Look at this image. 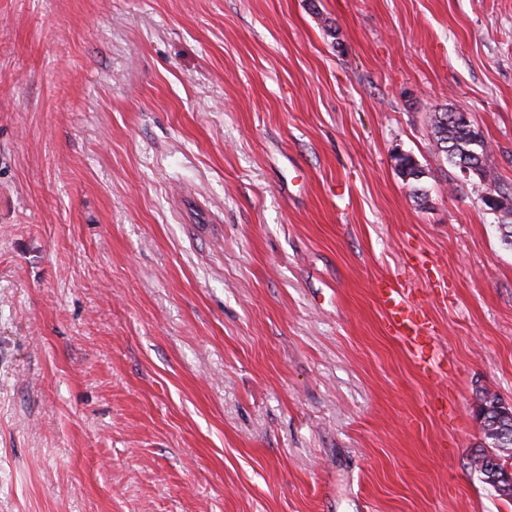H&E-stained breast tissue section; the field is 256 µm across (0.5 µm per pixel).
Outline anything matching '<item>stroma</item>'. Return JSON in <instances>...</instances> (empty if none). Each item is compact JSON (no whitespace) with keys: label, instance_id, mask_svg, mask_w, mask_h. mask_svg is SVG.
Segmentation results:
<instances>
[{"label":"stroma","instance_id":"obj_1","mask_svg":"<svg viewBox=\"0 0 512 512\" xmlns=\"http://www.w3.org/2000/svg\"><path fill=\"white\" fill-rule=\"evenodd\" d=\"M444 109L512 192V0H0V512H512V247ZM435 112L434 136L438 149L456 168L467 165L477 174L471 178L472 186L480 187L495 183V174L488 164L487 143L484 136L470 123L464 113ZM463 115L466 120L461 116ZM469 121V120H468ZM408 288H399L389 279H380L376 283L374 294L381 306L384 316L395 336L408 345L410 353L415 356L421 343L435 340L434 328L429 326L425 314ZM422 315V317L420 316ZM476 395L477 399L488 408V420L491 421L485 425L482 431L486 440L491 441L497 448L500 454L496 455L499 456L502 463L501 454L508 458L512 456V406H506L505 402L496 393L486 389L478 390ZM502 429L507 432L504 437L506 441L501 440L498 434L499 430ZM500 448H510L511 453L506 454L507 452H502ZM503 462L505 463L504 460Z\"/></svg>","mask_w":512,"mask_h":512}]
</instances>
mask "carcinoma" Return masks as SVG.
Here are the masks:
<instances>
[{
  "label": "carcinoma",
  "instance_id": "1",
  "mask_svg": "<svg viewBox=\"0 0 512 512\" xmlns=\"http://www.w3.org/2000/svg\"><path fill=\"white\" fill-rule=\"evenodd\" d=\"M434 136L438 149L456 168L467 165L476 169L472 185L480 187L495 182V174L488 164L487 143L484 136L462 116L443 110L435 113ZM396 168L404 180H420L422 170L410 154L395 157ZM511 207L498 217V228L504 244L512 247V195L503 192ZM477 399L488 408L489 423L483 428L486 440L496 448L512 449V406L508 407L495 393L486 389L477 392Z\"/></svg>",
  "mask_w": 512,
  "mask_h": 512
}]
</instances>
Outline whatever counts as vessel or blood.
<instances>
[{"label":"vessel or blood","instance_id":"1","mask_svg":"<svg viewBox=\"0 0 512 512\" xmlns=\"http://www.w3.org/2000/svg\"><path fill=\"white\" fill-rule=\"evenodd\" d=\"M374 294L389 327L408 345L410 352L419 351L423 342L434 339V329L422 317L421 309L412 299L410 289L381 279L376 284Z\"/></svg>","mask_w":512,"mask_h":512}]
</instances>
